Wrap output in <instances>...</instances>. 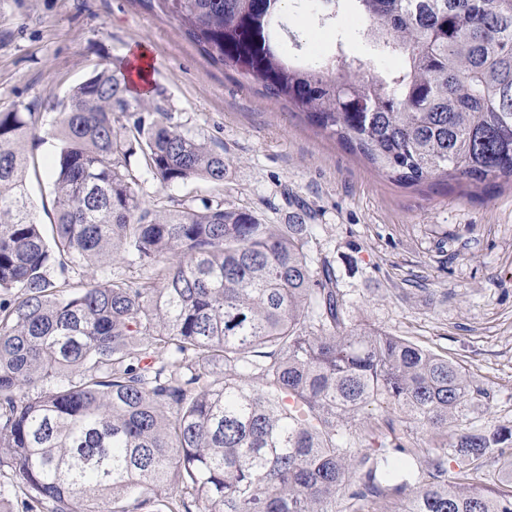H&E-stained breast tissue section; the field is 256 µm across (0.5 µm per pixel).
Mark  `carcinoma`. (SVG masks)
I'll return each mask as SVG.
<instances>
[{
	"instance_id": "carcinoma-1",
	"label": "carcinoma",
	"mask_w": 512,
	"mask_h": 512,
	"mask_svg": "<svg viewBox=\"0 0 512 512\" xmlns=\"http://www.w3.org/2000/svg\"><path fill=\"white\" fill-rule=\"evenodd\" d=\"M157 2L393 181H512V0H354L373 47L404 59L386 73L342 50L289 57L280 0ZM318 2L333 23L341 0ZM130 84L104 68L62 102L51 224L26 184L43 114L0 112V468L27 512H512V455L478 487L512 426L468 428L424 466L411 431L362 418L393 409L446 435L483 392L447 356L353 323L304 215L144 199L149 178L222 187L228 164L158 104L145 123Z\"/></svg>"
}]
</instances>
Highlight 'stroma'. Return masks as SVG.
I'll return each instance as SVG.
<instances>
[{
  "label": "stroma",
  "instance_id": "obj_1",
  "mask_svg": "<svg viewBox=\"0 0 512 512\" xmlns=\"http://www.w3.org/2000/svg\"><path fill=\"white\" fill-rule=\"evenodd\" d=\"M302 55H373L363 18L341 8L335 26L289 13ZM144 47L152 64L145 102L174 124L223 146V189L194 180L143 196L223 198L286 224L305 209L307 250L336 269L351 317L448 356L488 399L466 407L465 427L512 425V183L427 181L402 187L284 102L212 63L154 0H0V111L52 122L70 89L103 68L125 67Z\"/></svg>",
  "mask_w": 512,
  "mask_h": 512
}]
</instances>
